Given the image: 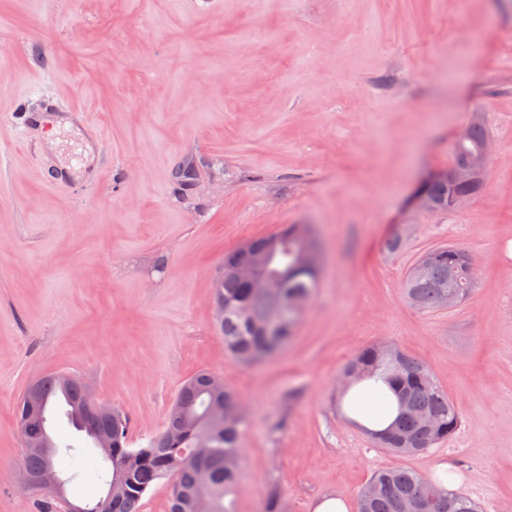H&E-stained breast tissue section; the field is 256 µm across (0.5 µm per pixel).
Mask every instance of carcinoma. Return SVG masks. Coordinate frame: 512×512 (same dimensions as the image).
<instances>
[{
    "instance_id": "1",
    "label": "carcinoma",
    "mask_w": 512,
    "mask_h": 512,
    "mask_svg": "<svg viewBox=\"0 0 512 512\" xmlns=\"http://www.w3.org/2000/svg\"><path fill=\"white\" fill-rule=\"evenodd\" d=\"M487 140L485 126L475 121L468 137L453 143L448 171L425 189L441 204V210H449L448 197H454L458 206L483 187L479 177L451 183L448 173ZM316 252H323V245L311 225L290 224L224 256V277L215 288V302L224 303V322L218 330L234 360L256 364L288 343L318 285L321 263L313 257ZM465 255L453 245L422 255L403 282L409 303L436 310L448 300L456 305L464 302L476 284L464 263ZM236 266L261 267L262 280L240 279L232 271ZM344 373L356 382L377 376L395 384L397 417L371 436L378 447L398 457L428 452L452 437L460 425L458 409L430 367L397 347H367L354 355ZM210 376L200 371L183 382L163 430L139 448L133 447L132 422L121 409L113 407L107 415L82 411L91 395L81 379L66 373L41 376L35 384L43 400L42 422H29L26 398H21L17 408L22 447L26 448L24 466L37 477L44 472V457L30 445L39 439L38 427L48 428L49 408L60 396L66 399L65 414L73 427L92 439L100 430L110 434V447L99 449L109 463L106 484L122 485L115 496L75 505L78 512H142L144 495L163 480L170 486L168 512H237L248 416L236 391L227 386L221 392L211 390ZM201 446L210 448L209 454L193 458V450ZM428 483L430 479L404 466L378 469L360 490L356 512H480L476 500L462 491L444 490L430 499L422 497ZM34 493V512L67 509L66 495L53 487H39Z\"/></svg>"
}]
</instances>
